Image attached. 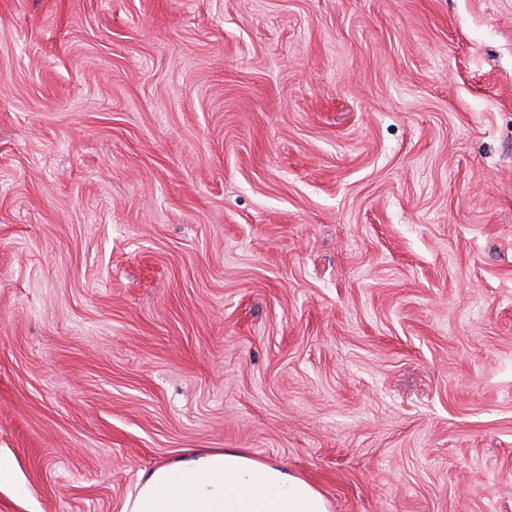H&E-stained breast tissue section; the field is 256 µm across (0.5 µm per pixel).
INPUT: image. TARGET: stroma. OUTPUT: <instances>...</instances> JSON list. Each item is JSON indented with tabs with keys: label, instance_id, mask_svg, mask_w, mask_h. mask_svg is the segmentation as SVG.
Returning <instances> with one entry per match:
<instances>
[{
	"label": "stroma",
	"instance_id": "35a3bbf8",
	"mask_svg": "<svg viewBox=\"0 0 512 512\" xmlns=\"http://www.w3.org/2000/svg\"><path fill=\"white\" fill-rule=\"evenodd\" d=\"M186 448L512 512V0H0V512Z\"/></svg>",
	"mask_w": 512,
	"mask_h": 512
}]
</instances>
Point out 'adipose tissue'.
<instances>
[{
  "mask_svg": "<svg viewBox=\"0 0 512 512\" xmlns=\"http://www.w3.org/2000/svg\"><path fill=\"white\" fill-rule=\"evenodd\" d=\"M121 512H329L323 493L239 448L185 450L142 473Z\"/></svg>",
  "mask_w": 512,
  "mask_h": 512,
  "instance_id": "1",
  "label": "adipose tissue"
}]
</instances>
